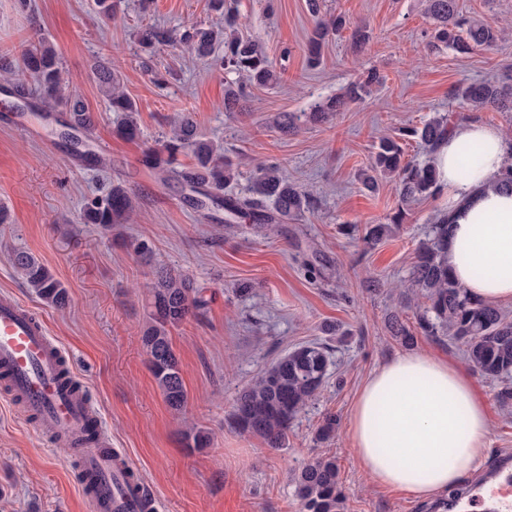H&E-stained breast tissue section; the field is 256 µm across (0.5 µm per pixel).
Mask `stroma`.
Wrapping results in <instances>:
<instances>
[{
    "mask_svg": "<svg viewBox=\"0 0 512 512\" xmlns=\"http://www.w3.org/2000/svg\"><path fill=\"white\" fill-rule=\"evenodd\" d=\"M33 3L23 11L16 0H0V56L18 58L38 36L56 47L65 83L95 116L90 139L107 164L73 155L52 134V121L18 110L0 77V207L11 215L0 224V291L45 320L84 381L113 448L155 492L157 512H301L295 473L330 456L340 470L345 512H431L404 491L371 482L357 464L348 427L359 390L387 358L414 348L466 360L462 346L448 338L419 335L407 346L386 325L392 313L416 324L423 300L409 286V269L445 200L412 204L405 223L374 246L344 228L388 223L400 204L394 183L371 193L359 180L379 137L438 116L468 119L455 89L502 80L512 69V0H457L464 15L506 31L497 47L467 55L428 48L425 0H320L316 15L308 0H230L240 34L261 41L278 76L250 89L236 112L225 111L224 88L237 74L176 41L189 26L215 22L211 0H117L109 19L97 14L94 0ZM339 13L351 25L365 24L369 41L356 47L350 28L329 34L319 65L310 66L318 19ZM147 25L170 32L174 41L158 47L146 69L137 35ZM101 59L111 62L136 105V140L115 133L92 71ZM372 69L380 81L362 99L347 101L325 121L301 123L295 133L280 131L284 114L344 97ZM185 112L202 136L222 142L225 154L239 161L226 194L246 196L255 166L274 161L313 194L315 209L266 236L244 223L224 224L223 212H197L175 182L142 162L144 151ZM116 183L137 196L128 222L109 229L78 223L85 199ZM142 241L150 253H139ZM17 249L35 255L64 283L69 306L48 307L28 288L9 260ZM162 266L189 276L208 300L171 332L187 391L178 412L165 402L141 342L148 287ZM373 280L378 290H370ZM310 342L327 346L332 364L285 445L272 448L236 429L231 414L239 391ZM472 378L490 404V459L512 456V406L497 401L498 382L477 371ZM329 414L337 418L336 431L318 440ZM190 427L209 433V447H183ZM0 512H90L66 449L1 394Z\"/></svg>",
    "mask_w": 512,
    "mask_h": 512,
    "instance_id": "stroma-1",
    "label": "stroma"
}]
</instances>
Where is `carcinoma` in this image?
<instances>
[{
  "label": "carcinoma",
  "instance_id": "obj_1",
  "mask_svg": "<svg viewBox=\"0 0 512 512\" xmlns=\"http://www.w3.org/2000/svg\"><path fill=\"white\" fill-rule=\"evenodd\" d=\"M215 7L223 11V21L209 27L189 29L180 40L199 56L222 44L224 57L220 65L224 71L242 75L254 86H266L274 81L276 70L261 43L234 34L237 17L232 8L224 7V0H215ZM427 13L433 20V43L444 45L457 54L467 55L477 47H492L499 40L497 29L464 15L458 9L457 0H427ZM170 41L168 32L153 27L143 29L139 39L141 47L149 52ZM0 71L13 81L18 98L25 99L33 93L38 101L51 109L63 107L64 118L55 119L61 126L58 136L69 143L75 138L82 141V148H76L74 152L89 154L88 133L94 122L93 115L81 97L63 81L60 56L47 39L39 38L30 43L23 50L19 67L6 60L0 65ZM94 74L100 90L108 98L110 110L124 113L117 132L126 138L136 137L138 129L132 117L135 107L123 91L119 76L103 60L94 63ZM377 81V72H367L361 81L352 84L349 98H360L369 85ZM244 95L245 86L227 85L224 110L234 111ZM458 96L473 112L486 107L503 108L512 104V75L506 76L503 84L470 83L458 90ZM341 105L339 100L318 102L308 114L284 116L279 128L283 132H293L299 128L301 118L323 120ZM447 132L448 124L434 119L420 126L406 127L395 136L382 137L375 145L370 173L363 178V187L374 192L378 180H394L401 208L390 218L391 224L404 223L405 206L440 193L433 166L405 159L406 143L411 141L432 149ZM185 151L191 152L195 163L173 171L174 179L199 194L192 199L197 209H224L226 224L248 219L260 229L264 224L298 216L315 206L314 197L288 181L276 162H264L255 168L248 196L224 195V185L235 178L233 164L224 159L222 145L198 135L196 124L188 114L180 117L170 133L164 136L161 148L144 155L143 163L150 169L166 171L174 164L177 155ZM133 211L132 191L116 184L105 195L86 200L78 219L81 224L110 228L127 220ZM447 239L448 218L439 216L410 268L411 286L426 300L416 318L417 329L424 336H445L461 344L474 368L484 377L502 383L497 399L501 405L509 407L512 405V318L499 307L469 296L459 286L443 261ZM12 265L48 306L63 308L68 305L67 287L36 256L24 250L16 251L12 255ZM207 304L208 300L190 278L171 269L160 271L150 289L148 321L141 340L150 370L166 403L174 410L183 408L187 393L171 331ZM387 323L392 336L401 343L414 342V333L400 315H391ZM330 365L329 352L320 343L294 348L239 392L233 423L241 432L258 436L275 448L284 445L290 424L319 392ZM209 443V434L202 429L192 428L184 434L187 448L202 449ZM294 482L302 512H344L346 495L339 480L336 459L313 460L295 474Z\"/></svg>",
  "mask_w": 512,
  "mask_h": 512
}]
</instances>
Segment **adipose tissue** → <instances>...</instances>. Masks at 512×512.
<instances>
[{
    "mask_svg": "<svg viewBox=\"0 0 512 512\" xmlns=\"http://www.w3.org/2000/svg\"><path fill=\"white\" fill-rule=\"evenodd\" d=\"M480 146L464 166L461 148ZM512 140L472 118L437 145L448 216L443 258L459 285L489 303L512 301V189L497 180ZM490 411L464 368L427 351L381 363L359 392L349 436L360 467L381 487L420 502H443L488 459Z\"/></svg>",
    "mask_w": 512,
    "mask_h": 512,
    "instance_id": "1",
    "label": "adipose tissue"
}]
</instances>
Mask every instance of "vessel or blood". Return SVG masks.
<instances>
[{
    "mask_svg": "<svg viewBox=\"0 0 512 512\" xmlns=\"http://www.w3.org/2000/svg\"><path fill=\"white\" fill-rule=\"evenodd\" d=\"M44 320L0 293V388L41 434L67 448L92 512H154L157 498L105 439L102 421ZM459 512H512V465L503 464L458 505Z\"/></svg>",
    "mask_w": 512,
    "mask_h": 512,
    "instance_id": "obj_1",
    "label": "vessel or blood"
}]
</instances>
